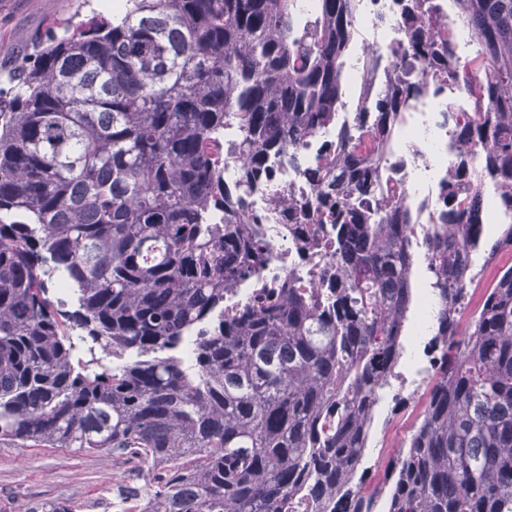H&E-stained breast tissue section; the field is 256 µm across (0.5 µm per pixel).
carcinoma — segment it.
<instances>
[{"label":"carcinoma","mask_w":512,"mask_h":512,"mask_svg":"<svg viewBox=\"0 0 512 512\" xmlns=\"http://www.w3.org/2000/svg\"><path fill=\"white\" fill-rule=\"evenodd\" d=\"M485 77L457 64L426 0H407L416 71L369 133L445 73L474 98L428 243L439 364L387 512H512V267L457 313L483 225L457 205L482 173L512 211V0H454ZM355 0H122L39 41L0 91V445L126 454L161 473L134 512H372L353 484L375 400L413 309L408 225L376 165L340 140L283 211L329 247L321 300L288 285L224 310L265 243L247 211L270 159L349 91ZM483 147L480 173L468 154ZM238 161L224 180V157Z\"/></svg>","instance_id":"1"}]
</instances>
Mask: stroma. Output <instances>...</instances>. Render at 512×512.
<instances>
[{
	"mask_svg": "<svg viewBox=\"0 0 512 512\" xmlns=\"http://www.w3.org/2000/svg\"><path fill=\"white\" fill-rule=\"evenodd\" d=\"M84 0H0V88L14 78L33 44L77 14H88ZM411 404L375 409L370 443L391 440L407 447L410 429L399 421ZM150 465L118 454L66 448L0 447V512H31L50 500H66L74 512L118 495L120 489L146 488Z\"/></svg>",
	"mask_w": 512,
	"mask_h": 512,
	"instance_id": "1",
	"label": "stroma"
}]
</instances>
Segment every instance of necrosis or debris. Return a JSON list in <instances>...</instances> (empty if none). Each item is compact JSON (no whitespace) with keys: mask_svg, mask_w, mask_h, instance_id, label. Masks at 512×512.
<instances>
[{"mask_svg":"<svg viewBox=\"0 0 512 512\" xmlns=\"http://www.w3.org/2000/svg\"><path fill=\"white\" fill-rule=\"evenodd\" d=\"M353 25V49L348 56L347 71L350 90L340 103L332 124L307 140L294 161L273 159V176L260 182L249 199L252 213L263 218L259 230L267 243L268 262L258 275L227 290L224 296L227 310L239 308L263 289L290 279L298 286L311 287L327 263L326 254L301 249L271 197L290 191L304 198L311 196L306 170L316 166L324 154L335 152L341 131L356 128L364 111L373 107L380 88L394 78L392 52L405 42L400 0H359ZM472 110V99L456 84L431 77L423 82L420 93L406 102L403 112L390 124L389 136L383 143H376L367 136L358 144L361 155L379 160L381 190L395 188L402 193L413 254L428 251L432 226L445 207L448 170L458 161L454 131ZM428 300L427 289H419L418 316L406 331V339L416 352L388 377L378 394L379 401L423 397L435 374L437 351L430 338L418 333L424 324L422 315Z\"/></svg>","mask_w":512,"mask_h":512,"instance_id":"obj_1","label":"necrosis or debris"}]
</instances>
